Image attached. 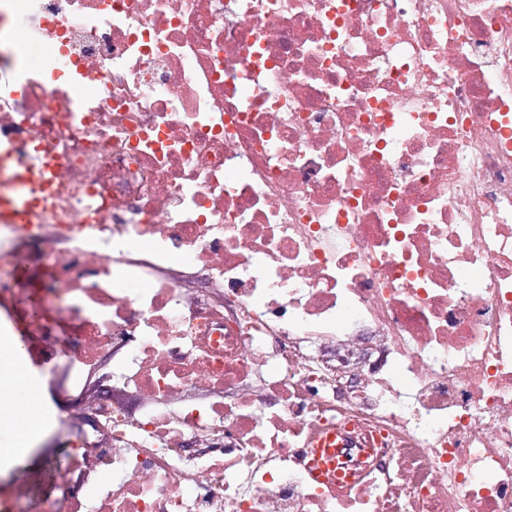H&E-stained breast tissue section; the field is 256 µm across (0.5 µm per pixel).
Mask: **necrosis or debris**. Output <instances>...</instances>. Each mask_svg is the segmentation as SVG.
I'll list each match as a JSON object with an SVG mask.
<instances>
[{
  "instance_id": "1",
  "label": "necrosis or debris",
  "mask_w": 512,
  "mask_h": 512,
  "mask_svg": "<svg viewBox=\"0 0 512 512\" xmlns=\"http://www.w3.org/2000/svg\"><path fill=\"white\" fill-rule=\"evenodd\" d=\"M0 63L88 412L0 512H512V0H0Z\"/></svg>"
}]
</instances>
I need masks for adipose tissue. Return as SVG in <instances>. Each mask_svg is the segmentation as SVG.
<instances>
[{
    "instance_id": "ef3b65f1",
    "label": "adipose tissue",
    "mask_w": 512,
    "mask_h": 512,
    "mask_svg": "<svg viewBox=\"0 0 512 512\" xmlns=\"http://www.w3.org/2000/svg\"><path fill=\"white\" fill-rule=\"evenodd\" d=\"M22 350L21 342L11 340L0 344V359L11 361L15 354ZM10 372V387L13 396L11 406L10 442L5 450L7 456L16 459H26L33 446L39 441L44 431V423L39 414L40 396L38 392L25 382L22 373L12 366Z\"/></svg>"
}]
</instances>
